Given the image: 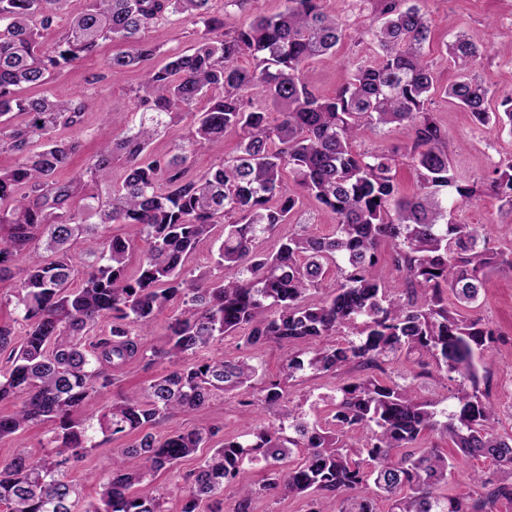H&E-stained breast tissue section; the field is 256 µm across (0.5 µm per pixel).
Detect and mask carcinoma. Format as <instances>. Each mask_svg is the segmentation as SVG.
I'll return each instance as SVG.
<instances>
[{
	"label": "carcinoma",
	"mask_w": 512,
	"mask_h": 512,
	"mask_svg": "<svg viewBox=\"0 0 512 512\" xmlns=\"http://www.w3.org/2000/svg\"><path fill=\"white\" fill-rule=\"evenodd\" d=\"M68 0H0V147L18 162L0 169V280L18 277L15 310L23 333L0 327V402L21 400L0 416V440L50 420L54 435L45 454L20 449L0 463V512H72L76 488L64 471L98 447L97 435L134 441L117 450L100 497L88 512H165L163 498L131 489L172 469L201 448L203 462L184 477L181 512H221L224 484L247 467L270 471L257 487L244 484L234 512H250L260 494L304 499L308 512H495L512 501V435L497 433L491 399V349L498 333L479 316L486 276L512 270V245L494 247L454 210L486 192L512 214V161L484 181L459 176L447 134L431 112L438 97L470 113L477 127L512 133V93L492 94L469 71L488 53L480 37L461 32L446 45L460 70L441 87L427 59L431 22L424 0H376L374 20L358 39L376 49L351 63L348 81L331 96L312 89L305 66L332 57L348 24L326 0H283V9L248 25L225 28L213 0H89L68 31L45 45ZM192 17L205 34L193 53L159 63V48L142 37L154 21ZM132 45L108 61L112 76L139 70L143 112L118 137L104 142L91 164L69 171L79 142L57 136L81 124L83 100L51 95L20 99L15 88L42 87L59 70L93 54L100 43ZM249 56L245 70L239 58ZM208 100L199 110L198 103ZM280 115L272 126L265 104ZM21 116L19 123L14 116ZM190 119L187 144L166 158L151 156L154 137ZM407 126L411 140L361 152L367 127ZM238 136L237 154L202 174L189 152H221L224 135ZM418 173V191L405 196L396 181L398 157ZM123 162L119 182L114 160ZM289 174L292 183L284 180ZM112 185L104 200L73 201L87 183ZM313 197L336 215L331 233L302 229L267 253L255 243L290 223L300 198ZM108 224H124L127 237H107ZM224 225L214 253L221 270L194 274L186 263L196 246ZM149 249L128 270L134 242ZM82 245V264L72 248ZM26 266L16 269L19 256ZM385 258L398 275L389 288L377 273ZM82 278V286L70 282ZM181 308L167 325L168 341L148 351L144 336L173 300ZM103 319L108 333L86 336ZM246 329L244 345L287 342L283 377L256 386L254 356L201 359L219 337ZM418 370L384 378L401 359ZM157 363L167 367L143 397L108 401L112 372ZM351 381L318 402L293 403L287 380L299 371ZM456 383L451 408L422 396L415 381ZM244 391L246 405L269 416L266 425L210 445L213 430L200 423L158 438L151 429L176 415L203 410L216 397ZM451 442L489 471L476 473L475 495L445 493L453 465L426 436ZM300 457L290 461L292 449ZM141 461L138 469L125 456Z\"/></svg>",
	"instance_id": "1"
}]
</instances>
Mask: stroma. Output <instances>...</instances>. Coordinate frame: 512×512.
<instances>
[{
  "instance_id": "obj_1",
  "label": "stroma",
  "mask_w": 512,
  "mask_h": 512,
  "mask_svg": "<svg viewBox=\"0 0 512 512\" xmlns=\"http://www.w3.org/2000/svg\"><path fill=\"white\" fill-rule=\"evenodd\" d=\"M427 12L433 29V40L428 50L429 59L440 85L455 82L459 72L444 62L446 45L460 31L482 35L491 46L487 56L478 61L473 72L491 91L512 90V0H426ZM202 24L182 17L158 20L144 32L146 40L160 46L162 53H191L202 35ZM121 43L104 42L96 53L56 74L47 84V92L70 98L83 97L86 102L80 126L61 129V136L78 140L79 152L73 159V169L87 166L96 153L101 140L119 135L128 125L137 121L142 107L135 95L139 82L138 72H129L123 79L113 80L107 69L112 53L120 51ZM374 50L367 44H356L354 37H346L332 62H310L305 73L309 85L317 92L333 94L347 79L348 62L355 58L369 59ZM439 125L448 134L447 147L452 164L458 174L466 179L480 178L492 171L495 165L512 160V133L494 128L476 127L468 112L437 99L433 106ZM458 222L475 225L492 244H500L512 236V221L497 212L495 200L481 197L462 205L455 212ZM305 222L316 234L330 233L334 215L319 207L314 198L302 201L297 223ZM297 223L280 225L274 235L260 238L258 250L273 249L279 238L295 232ZM480 313L501 333L493 353L491 370L492 398L500 407V434H512V270L490 274L479 295ZM206 421L215 432V443L238 434L244 421L262 425L264 417L245 415L240 399L226 395L214 399L203 416H177L157 425L155 434L164 436L179 429ZM127 439L110 440L92 451L86 459L70 471L68 478L76 484L79 496L74 512H87L90 503L99 498L98 480L112 467V456L117 449L126 447ZM453 465L448 480L449 494L465 498L472 495L475 486L471 480L474 472L486 469L483 460L463 456L451 443H442Z\"/></svg>"
}]
</instances>
